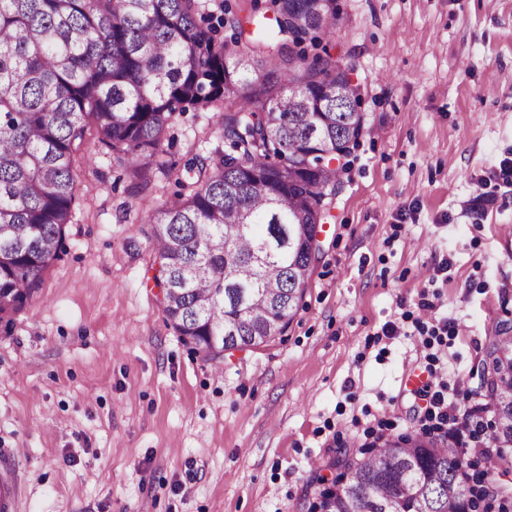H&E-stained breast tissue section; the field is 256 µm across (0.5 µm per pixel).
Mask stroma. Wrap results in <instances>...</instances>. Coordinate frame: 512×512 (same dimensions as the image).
Listing matches in <instances>:
<instances>
[{
  "label": "stroma",
  "instance_id": "35a3bbf8",
  "mask_svg": "<svg viewBox=\"0 0 512 512\" xmlns=\"http://www.w3.org/2000/svg\"><path fill=\"white\" fill-rule=\"evenodd\" d=\"M337 4L364 132L285 336L219 362L181 342L144 195L90 142L67 252L0 335L20 512H307L330 458L421 432L419 380L447 385L458 420L492 419L474 392L488 332L512 322V187L489 177L512 161V0ZM164 148L230 151L192 110Z\"/></svg>",
  "mask_w": 512,
  "mask_h": 512
}]
</instances>
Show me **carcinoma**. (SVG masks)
I'll list each match as a JSON object with an SVG mask.
<instances>
[{
  "label": "carcinoma",
  "mask_w": 512,
  "mask_h": 512,
  "mask_svg": "<svg viewBox=\"0 0 512 512\" xmlns=\"http://www.w3.org/2000/svg\"><path fill=\"white\" fill-rule=\"evenodd\" d=\"M229 39L201 0H0V334L62 259L89 136L148 188L171 168L163 134L192 108L216 112L233 153L183 164L188 182L145 223L168 324L212 359L283 336L297 315L339 173L362 136L359 87L333 52L336 0H241ZM267 71L255 85L252 73ZM495 326L475 395L494 412L485 437L512 447V336ZM512 465L483 459L476 497L461 452L406 435L347 459L311 512H512Z\"/></svg>",
  "instance_id": "carcinoma-1"
}]
</instances>
